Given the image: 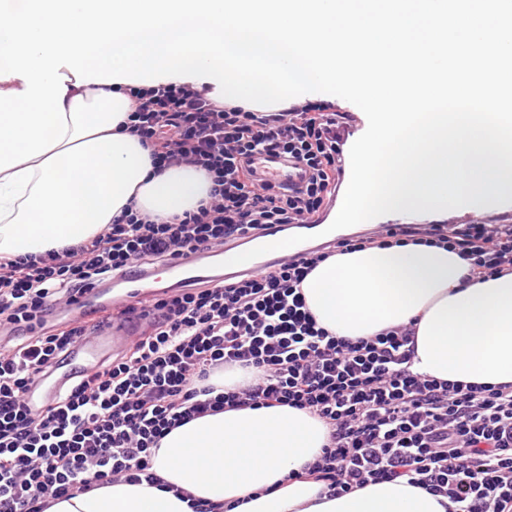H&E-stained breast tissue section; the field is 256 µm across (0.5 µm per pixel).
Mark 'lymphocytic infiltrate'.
Segmentation results:
<instances>
[{
    "label": "lymphocytic infiltrate",
    "mask_w": 512,
    "mask_h": 512,
    "mask_svg": "<svg viewBox=\"0 0 512 512\" xmlns=\"http://www.w3.org/2000/svg\"><path fill=\"white\" fill-rule=\"evenodd\" d=\"M126 129L156 169L187 164L211 178L207 200L171 222L126 210L92 240L0 257V512H47L52 500L116 479L155 482L152 451L174 428L224 410L289 406L328 429L305 470L333 495L402 479L447 498L451 512H512V386L447 382L412 367L414 326L350 340L318 325L300 285L335 253L413 243L459 251L473 277L512 270V224H430L342 238L271 271L221 286L165 291L152 330L79 375L41 414L24 395L104 318L62 321L59 305L135 264L209 251L273 224L319 219L346 174L350 117L311 104L250 112L207 90L133 87ZM264 153L302 163L294 188L261 183ZM252 371L216 392L211 376Z\"/></svg>",
    "instance_id": "obj_1"
}]
</instances>
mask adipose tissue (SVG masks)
<instances>
[{"instance_id":"adipose-tissue-1","label":"adipose tissue","mask_w":512,"mask_h":512,"mask_svg":"<svg viewBox=\"0 0 512 512\" xmlns=\"http://www.w3.org/2000/svg\"><path fill=\"white\" fill-rule=\"evenodd\" d=\"M69 131L51 151L0 172V255L59 251L99 234L131 208L158 221L196 210L203 170L157 171L150 148L122 130L124 84L67 91ZM317 323L355 340L415 323L414 368L450 382L512 384V272L473 278L455 250L393 244L321 262L301 285ZM328 429L288 406L230 410L178 427L152 460L161 484L112 481L56 501L48 512H447L403 480L340 497L303 477Z\"/></svg>"}]
</instances>
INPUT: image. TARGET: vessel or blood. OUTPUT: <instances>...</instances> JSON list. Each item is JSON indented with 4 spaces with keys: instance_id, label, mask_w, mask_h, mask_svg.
<instances>
[{
    "instance_id": "b4317fda",
    "label": "vessel or blood",
    "mask_w": 512,
    "mask_h": 512,
    "mask_svg": "<svg viewBox=\"0 0 512 512\" xmlns=\"http://www.w3.org/2000/svg\"><path fill=\"white\" fill-rule=\"evenodd\" d=\"M255 163L256 176L261 182L284 186H296L301 182L302 173L296 162L259 154L255 157ZM287 234V227L276 225L269 228L259 242L271 245V252L237 266L219 269L210 263L208 253L189 252L169 263L140 268L133 273L103 282L88 293L87 299L93 303H104L107 309L113 311L137 300L146 302L152 299L151 286L162 273L167 274L169 279L182 288L202 281L216 284L239 276L257 275L308 250L309 245L305 242L275 249V242L284 239ZM153 318V311L148 309L140 317L114 322L93 335L80 339L72 347L63 365L50 368L34 380L25 399L28 410L34 414L41 413L77 372L91 371L110 357L126 352L132 337L142 336Z\"/></svg>"
}]
</instances>
